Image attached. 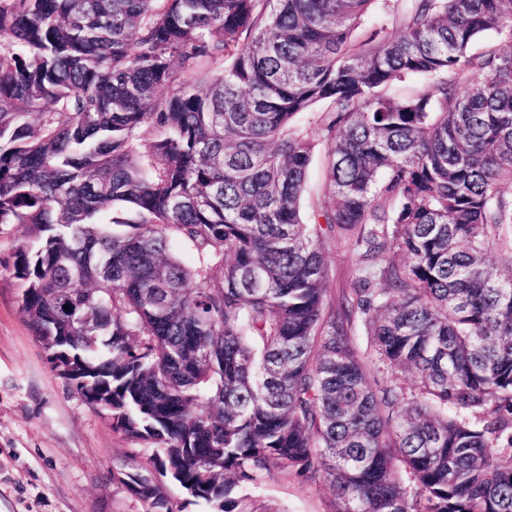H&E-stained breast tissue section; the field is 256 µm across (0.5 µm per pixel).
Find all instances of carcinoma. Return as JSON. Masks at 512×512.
I'll return each instance as SVG.
<instances>
[{
    "label": "carcinoma",
    "instance_id": "carcinoma-1",
    "mask_svg": "<svg viewBox=\"0 0 512 512\" xmlns=\"http://www.w3.org/2000/svg\"><path fill=\"white\" fill-rule=\"evenodd\" d=\"M505 184L512 0H0L20 310L212 512L276 473L334 512H512ZM330 240L359 259L333 302ZM324 155V146H319L310 165L307 190L303 200L304 213L308 216L311 212L312 204L318 199H323V183L321 179V169Z\"/></svg>",
    "mask_w": 512,
    "mask_h": 512
}]
</instances>
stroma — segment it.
I'll use <instances>...</instances> for the list:
<instances>
[{"instance_id": "35a3bbf8", "label": "stroma", "mask_w": 512, "mask_h": 512, "mask_svg": "<svg viewBox=\"0 0 512 512\" xmlns=\"http://www.w3.org/2000/svg\"><path fill=\"white\" fill-rule=\"evenodd\" d=\"M20 224L0 227V512H150L120 482L143 470L152 446L113 430L52 371L20 311L12 255L28 242ZM253 497L277 512H332L325 482L260 479Z\"/></svg>"}]
</instances>
